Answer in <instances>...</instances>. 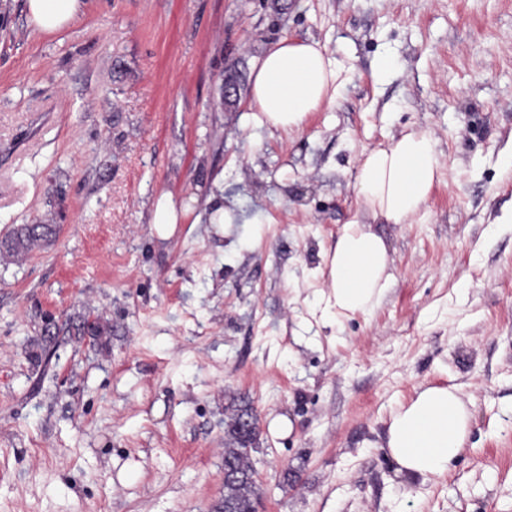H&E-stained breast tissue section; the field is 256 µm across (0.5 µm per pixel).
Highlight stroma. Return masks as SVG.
Returning <instances> with one entry per match:
<instances>
[{"instance_id": "obj_1", "label": "stroma", "mask_w": 512, "mask_h": 512, "mask_svg": "<svg viewBox=\"0 0 512 512\" xmlns=\"http://www.w3.org/2000/svg\"><path fill=\"white\" fill-rule=\"evenodd\" d=\"M281 2L84 0L46 34L0 0V238L57 227L0 257V512H224L245 404L266 512H512V0ZM285 38L352 70L268 130L224 80ZM411 128L442 175L413 220L372 223L393 283L337 316L320 270L357 158ZM423 384L471 413L427 480L386 448ZM178 212L174 202L168 197L159 199L154 207L152 224L158 230L165 231L163 226H173L178 223ZM252 416L251 410L239 413L236 426L233 419L227 424L225 430L224 464L242 472L252 467L251 452L255 449V447L246 448L242 441L248 444L253 442V445H256L259 439V426L254 423ZM236 427L240 438L236 433Z\"/></svg>"}]
</instances>
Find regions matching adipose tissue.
Returning <instances> with one entry per match:
<instances>
[{
	"label": "adipose tissue",
	"mask_w": 512,
	"mask_h": 512,
	"mask_svg": "<svg viewBox=\"0 0 512 512\" xmlns=\"http://www.w3.org/2000/svg\"><path fill=\"white\" fill-rule=\"evenodd\" d=\"M83 0H27L29 17L43 33L72 23ZM345 65L316 41L281 40L257 62L251 100L257 126L290 129L308 113L332 105L343 86ZM442 163L428 133L409 131L386 146L363 150L357 160V194L367 212L403 224L423 209ZM381 236L360 220L344 224L328 270L330 298L337 314L368 313L381 300L393 275ZM471 415L463 391L454 385L420 387L390 416L387 448L401 470L439 476L464 448Z\"/></svg>",
	"instance_id": "obj_1"
}]
</instances>
